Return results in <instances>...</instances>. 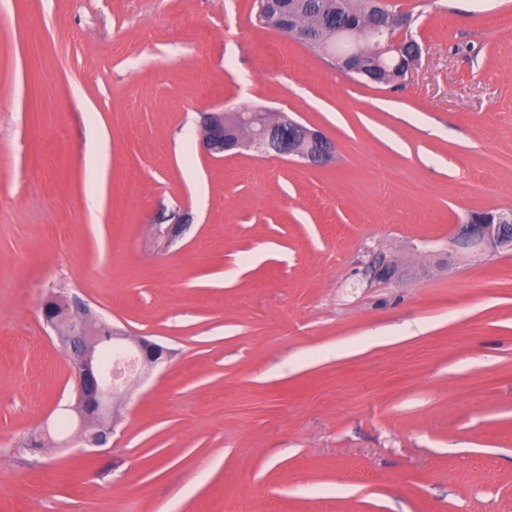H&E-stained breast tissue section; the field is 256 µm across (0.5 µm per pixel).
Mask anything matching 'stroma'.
Returning <instances> with one entry per match:
<instances>
[{
    "instance_id": "1",
    "label": "stroma",
    "mask_w": 512,
    "mask_h": 512,
    "mask_svg": "<svg viewBox=\"0 0 512 512\" xmlns=\"http://www.w3.org/2000/svg\"><path fill=\"white\" fill-rule=\"evenodd\" d=\"M392 3L399 89L254 0H0V512H512V252L446 262L512 211V0ZM257 106L334 160L204 149ZM50 290L173 352L87 456ZM457 246L468 251L512 248V213L486 210L460 224L455 237Z\"/></svg>"
}]
</instances>
